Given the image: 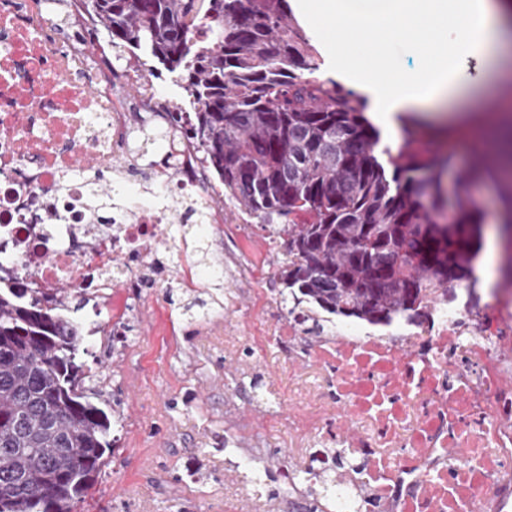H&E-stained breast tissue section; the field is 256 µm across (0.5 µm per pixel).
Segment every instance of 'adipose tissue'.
<instances>
[{
	"label": "adipose tissue",
	"mask_w": 512,
	"mask_h": 512,
	"mask_svg": "<svg viewBox=\"0 0 512 512\" xmlns=\"http://www.w3.org/2000/svg\"><path fill=\"white\" fill-rule=\"evenodd\" d=\"M330 60L369 94L388 131L418 107L467 101L512 80V33L506 0H294ZM404 45L416 64H400Z\"/></svg>",
	"instance_id": "adipose-tissue-1"
}]
</instances>
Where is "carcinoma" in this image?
Masks as SVG:
<instances>
[{"instance_id": "1", "label": "carcinoma", "mask_w": 512, "mask_h": 512, "mask_svg": "<svg viewBox=\"0 0 512 512\" xmlns=\"http://www.w3.org/2000/svg\"><path fill=\"white\" fill-rule=\"evenodd\" d=\"M128 68L166 71L224 196L281 223L278 276L295 304L390 326L422 325L440 294L472 288L484 213L476 179L512 162L476 150L453 212L413 152L378 150L362 101L314 77L320 62L285 0H76ZM499 213L512 229V182ZM0 278V512H77L111 449L106 411L80 389L82 327Z\"/></svg>"}]
</instances>
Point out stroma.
<instances>
[{
	"label": "stroma",
	"mask_w": 512,
	"mask_h": 512,
	"mask_svg": "<svg viewBox=\"0 0 512 512\" xmlns=\"http://www.w3.org/2000/svg\"><path fill=\"white\" fill-rule=\"evenodd\" d=\"M397 120L418 131L422 164L450 158L435 174L447 202L456 204L455 181L473 159L474 140L459 129L438 134L413 112ZM218 207L225 224L241 225L244 254L260 270L238 298L235 315L246 321L255 294L277 298L280 291L270 278L276 258L266 251L271 229L230 200ZM187 243L193 287L173 289L164 279L138 289L129 298L126 335L113 336L108 308L71 293L73 317L89 330L78 355L81 386L103 395L113 425L106 464L78 512H226V486L249 481L257 470H276L288 451V408L276 396L287 393L301 366L273 342L260 350L243 342L235 359H226L223 337L205 322L223 312L224 278L215 269L224 263V238L192 224ZM235 419L247 421L257 439L225 441Z\"/></svg>",
	"instance_id": "1"
}]
</instances>
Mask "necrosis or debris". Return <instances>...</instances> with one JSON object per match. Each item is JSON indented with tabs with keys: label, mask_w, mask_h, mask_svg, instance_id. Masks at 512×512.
<instances>
[{
	"label": "necrosis or debris",
	"mask_w": 512,
	"mask_h": 512,
	"mask_svg": "<svg viewBox=\"0 0 512 512\" xmlns=\"http://www.w3.org/2000/svg\"><path fill=\"white\" fill-rule=\"evenodd\" d=\"M105 49L63 44L46 0H0V267L39 298L61 283L112 299V332H124L129 288L141 287L150 256L158 271L190 283L192 266L171 226L180 208L212 199L199 151L182 128L136 129L126 89L153 85L117 71ZM90 156L113 173L124 198L110 221L91 199ZM148 165L149 192L128 170ZM52 223H44L45 215ZM498 311L472 314L433 298L419 336H377L330 326L310 337L303 321L250 322L251 342L277 336L303 374L288 387L291 453L303 469L280 473L293 512L300 484L345 470L329 512H512V387L503 384ZM461 456L450 461L449 449Z\"/></svg>",
	"instance_id": "1"
}]
</instances>
